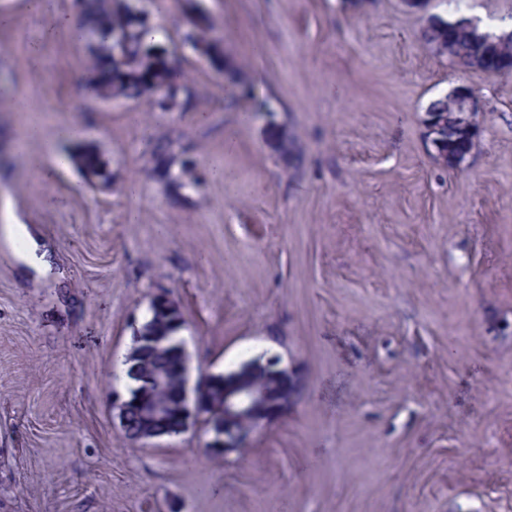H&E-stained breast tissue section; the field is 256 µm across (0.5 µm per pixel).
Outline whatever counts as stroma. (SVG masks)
I'll list each match as a JSON object with an SVG mask.
<instances>
[{"mask_svg": "<svg viewBox=\"0 0 512 512\" xmlns=\"http://www.w3.org/2000/svg\"><path fill=\"white\" fill-rule=\"evenodd\" d=\"M165 43L208 14L263 112L224 107L192 50L191 112L105 104L84 46L0 0V191L49 265L0 228V512H512V75L424 47L402 0H146ZM481 98L455 169L425 138L430 101ZM304 152L288 171L266 129ZM228 175L152 177L159 136ZM98 145L110 181L45 179L48 151ZM139 184L131 195L127 185ZM166 290L191 376L263 350L303 374L295 406L217 460L203 432L131 443L112 369Z\"/></svg>", "mask_w": 512, "mask_h": 512, "instance_id": "stroma-1", "label": "stroma"}]
</instances>
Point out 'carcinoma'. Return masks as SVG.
Segmentation results:
<instances>
[{
  "label": "carcinoma",
  "mask_w": 512,
  "mask_h": 512,
  "mask_svg": "<svg viewBox=\"0 0 512 512\" xmlns=\"http://www.w3.org/2000/svg\"><path fill=\"white\" fill-rule=\"evenodd\" d=\"M74 15L85 32L86 58L84 83L94 97L145 100L163 112H195L202 93L182 64H171L170 49L160 40H147L146 32L153 23L131 14L127 0H72ZM423 45L440 56H446L463 71H483L484 50L475 35L448 22L443 29L421 30ZM193 47L201 58L210 62L213 71L222 77L237 70L223 50L200 33ZM269 145L288 167L299 169L302 159L296 137L283 127L268 134ZM186 148L170 136L159 138L150 150L152 172L167 176V185L178 188L199 185L194 160L184 156ZM71 163L81 172L90 171L107 181L112 176L103 153L92 144H77L68 153ZM142 327L150 335L169 337L166 348L152 349L145 345L140 357L144 370L153 375L163 373L175 385L179 380L176 334L182 322L149 307ZM140 407L132 400L126 415V438L132 442L141 427Z\"/></svg>",
  "instance_id": "cac0c4a2"
}]
</instances>
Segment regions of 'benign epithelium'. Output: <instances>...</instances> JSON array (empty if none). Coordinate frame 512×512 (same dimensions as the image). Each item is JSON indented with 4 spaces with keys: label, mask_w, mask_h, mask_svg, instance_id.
<instances>
[{
    "label": "benign epithelium",
    "mask_w": 512,
    "mask_h": 512,
    "mask_svg": "<svg viewBox=\"0 0 512 512\" xmlns=\"http://www.w3.org/2000/svg\"><path fill=\"white\" fill-rule=\"evenodd\" d=\"M486 74H512V56L495 52L487 57ZM455 112L466 113L462 123L447 112L427 116L425 136L435 151L436 162L448 168L459 165L476 147L482 117L477 93L466 85L453 90ZM224 377V412H206L205 398L210 387ZM180 393L185 407L183 431L202 428L207 433L208 452L226 455L247 448L252 434L261 425L278 417L301 396L302 383L292 368L278 356L263 355L241 361L224 374L204 373L189 386L188 365H183ZM146 429L141 441L160 438L153 426L164 415L168 402L162 398L141 402Z\"/></svg>",
    "instance_id": "1"
}]
</instances>
